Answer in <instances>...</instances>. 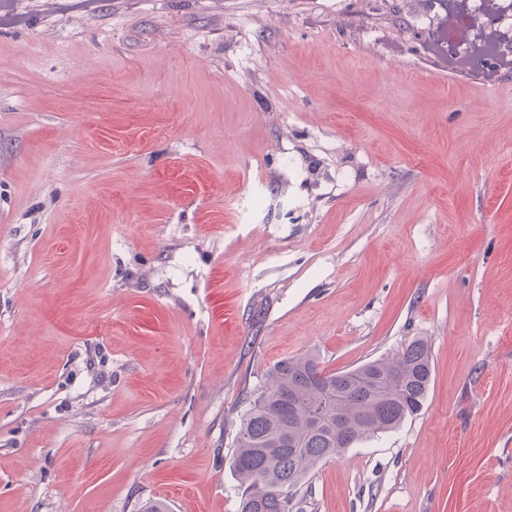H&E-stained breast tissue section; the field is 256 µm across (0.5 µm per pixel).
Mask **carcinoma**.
<instances>
[{"instance_id": "1", "label": "carcinoma", "mask_w": 512, "mask_h": 512, "mask_svg": "<svg viewBox=\"0 0 512 512\" xmlns=\"http://www.w3.org/2000/svg\"><path fill=\"white\" fill-rule=\"evenodd\" d=\"M430 382V347L420 336L342 376L321 368L313 352L275 363L264 384L244 397L232 460L238 512H303L297 492L310 471L417 414Z\"/></svg>"}]
</instances>
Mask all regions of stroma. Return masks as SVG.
Wrapping results in <instances>:
<instances>
[{
	"label": "stroma",
	"instance_id": "stroma-1",
	"mask_svg": "<svg viewBox=\"0 0 512 512\" xmlns=\"http://www.w3.org/2000/svg\"><path fill=\"white\" fill-rule=\"evenodd\" d=\"M447 0H0V512H237L245 392L427 338L303 512H512V62ZM489 0H471L469 7L463 15L467 18L466 23L460 22V17L442 24L443 37L448 42L460 48L456 53L458 58H470L474 54V46L482 38L483 23L487 19L496 21L494 24L499 28L512 29V8L490 9Z\"/></svg>",
	"mask_w": 512,
	"mask_h": 512
}]
</instances>
